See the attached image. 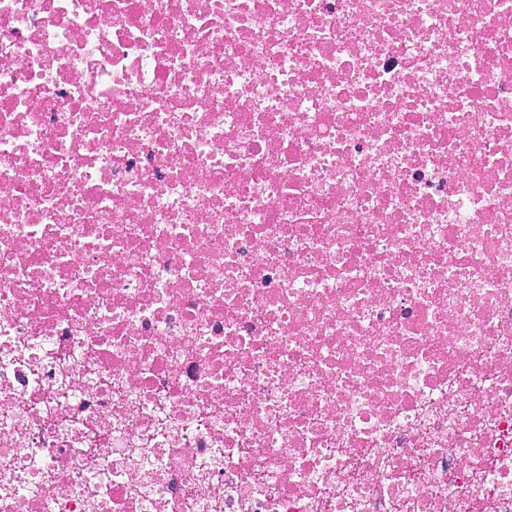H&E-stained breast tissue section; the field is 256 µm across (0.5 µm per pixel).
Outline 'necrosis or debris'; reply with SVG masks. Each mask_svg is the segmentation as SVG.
Returning <instances> with one entry per match:
<instances>
[{
	"mask_svg": "<svg viewBox=\"0 0 512 512\" xmlns=\"http://www.w3.org/2000/svg\"><path fill=\"white\" fill-rule=\"evenodd\" d=\"M0 512H512V0H0Z\"/></svg>",
	"mask_w": 512,
	"mask_h": 512,
	"instance_id": "1",
	"label": "necrosis or debris"
}]
</instances>
